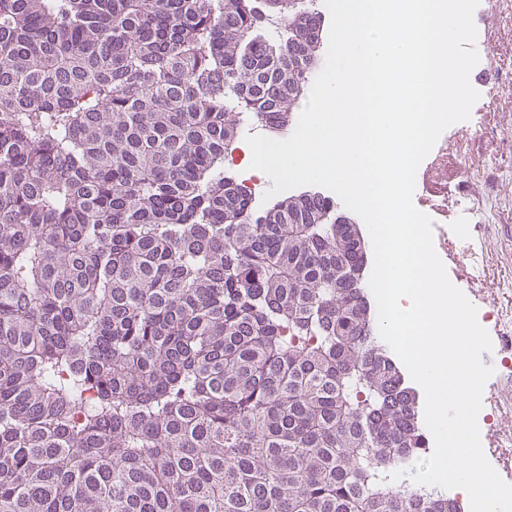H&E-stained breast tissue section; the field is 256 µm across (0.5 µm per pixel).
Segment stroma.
<instances>
[{"mask_svg":"<svg viewBox=\"0 0 512 512\" xmlns=\"http://www.w3.org/2000/svg\"><path fill=\"white\" fill-rule=\"evenodd\" d=\"M473 20L494 72H512V11L482 0ZM472 85L480 98L460 130L461 148L448 151L445 178L449 194L467 187L468 199L498 219L477 225L467 250L449 245L443 259L450 281L469 287L476 306L499 311L500 326L488 330L494 338L512 329V90H494L480 66Z\"/></svg>","mask_w":512,"mask_h":512,"instance_id":"35a3bbf8","label":"stroma"}]
</instances>
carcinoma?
<instances>
[{"instance_id": "cac0c4a2", "label": "carcinoma", "mask_w": 512, "mask_h": 512, "mask_svg": "<svg viewBox=\"0 0 512 512\" xmlns=\"http://www.w3.org/2000/svg\"><path fill=\"white\" fill-rule=\"evenodd\" d=\"M297 0H0V512H447L336 201L224 176Z\"/></svg>"}]
</instances>
